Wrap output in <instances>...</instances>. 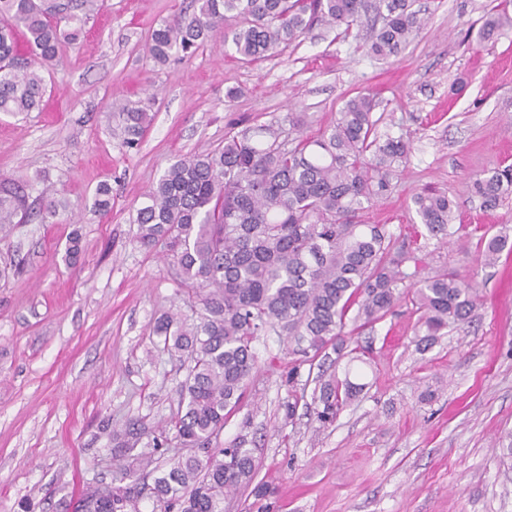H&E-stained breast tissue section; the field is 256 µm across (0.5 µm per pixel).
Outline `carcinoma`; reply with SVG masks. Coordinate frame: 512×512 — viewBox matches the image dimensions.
<instances>
[{"label": "carcinoma", "mask_w": 512, "mask_h": 512, "mask_svg": "<svg viewBox=\"0 0 512 512\" xmlns=\"http://www.w3.org/2000/svg\"><path fill=\"white\" fill-rule=\"evenodd\" d=\"M193 13L153 29L148 53L158 64L172 53L192 54L207 43L231 44L239 59L270 57L298 41L315 22L344 27L370 22V52L390 57L423 26L411 0H194ZM99 0H0V112L40 109L46 74L79 41L99 11ZM506 16L482 25L484 43L498 40ZM154 97L110 106L119 113L126 143H137L152 121ZM378 101L369 94L347 99L336 124L319 137L288 139L270 126L229 133L224 147L174 161L136 210V240L160 250L178 284L200 310L194 318L161 315L154 333L187 363L177 416L137 451L146 430L136 422L116 435L118 456L129 459L108 483L87 485L64 512H224V498L253 480L255 462L246 441L222 447L226 411L243 399L255 371L252 342L268 328L286 331L302 352L331 348L345 357L343 329L350 312L359 327L373 326L401 299L400 285L418 275L421 259L394 246L383 224H364L365 205L382 197L410 149L404 136L376 134ZM473 193L490 209L512 194V166L475 179ZM25 189L0 179V241L10 226L28 221ZM111 190L96 191L94 210L111 208ZM429 236L453 237L454 203L425 189L413 198ZM512 253L504 229L484 239L481 263L493 267ZM413 272H408L409 267ZM422 340L463 324L480 300L477 288L455 270L411 284ZM363 389L346 377L321 379L313 414L333 423ZM175 444L184 452L165 469L154 455ZM256 512H271V490L254 487Z\"/></svg>", "instance_id": "obj_1"}]
</instances>
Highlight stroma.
Wrapping results in <instances>:
<instances>
[{"instance_id": "stroma-1", "label": "stroma", "mask_w": 512, "mask_h": 512, "mask_svg": "<svg viewBox=\"0 0 512 512\" xmlns=\"http://www.w3.org/2000/svg\"><path fill=\"white\" fill-rule=\"evenodd\" d=\"M191 4L103 0L48 78L40 110L0 114V177L32 184V199L58 192L70 205L14 225L0 242V267L21 269L0 277V512H61L85 485L111 480L113 430L130 420L153 430L177 413L185 369L153 326L161 314L193 310L134 224L164 170L223 147L231 130L274 124L292 138L318 136L359 92L380 103L379 134L410 141L398 178L363 222L414 243L426 273H469L481 302L430 345L407 300L346 332L369 349L367 362L349 365L363 390L328 427L308 404L333 362L310 366L282 333L257 337L255 373L221 440L246 438L254 479L272 484L278 512H512V469L499 457L512 444V254L479 264L480 236L512 228V197L486 209L471 192L476 177L512 165V26L496 43L478 39L487 16L512 17V0H415L426 24L386 59L364 37L318 24L253 63L212 46L154 63L152 29ZM149 90L152 123L128 146L109 105ZM297 112L307 115L299 131L288 121ZM104 183L105 214L93 209ZM426 188L457 204L448 243L413 236L412 197ZM75 231L81 256L70 266L63 255Z\"/></svg>"}]
</instances>
